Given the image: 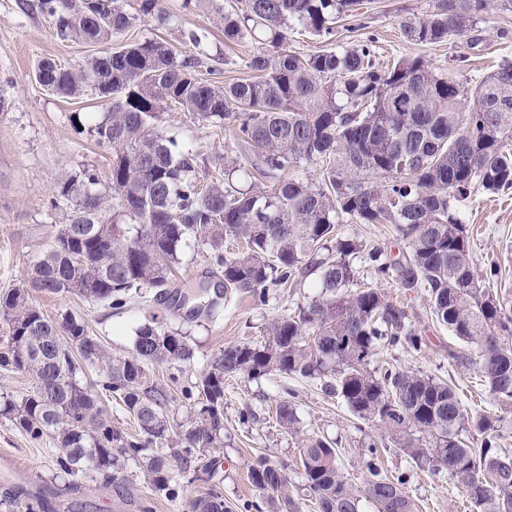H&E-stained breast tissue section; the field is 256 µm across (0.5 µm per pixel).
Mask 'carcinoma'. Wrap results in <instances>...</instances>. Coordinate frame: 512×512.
Listing matches in <instances>:
<instances>
[{
  "label": "carcinoma",
  "mask_w": 512,
  "mask_h": 512,
  "mask_svg": "<svg viewBox=\"0 0 512 512\" xmlns=\"http://www.w3.org/2000/svg\"><path fill=\"white\" fill-rule=\"evenodd\" d=\"M208 3L224 24V43L251 39L272 49L244 62L249 78L227 82L200 53H182L160 39L129 42L138 23L169 26L163 0H38L57 38L105 44L108 49L77 66L42 58L36 80L65 98L109 91L101 117L74 113L89 125L97 145L112 151L108 179L116 203L99 194L93 169L60 183L58 201L74 210L51 244L30 263L21 285L0 293V317L11 334L0 346V369L29 373L32 390L19 401L0 402V416L31 439L57 444L54 478L36 492L23 487L4 503L24 512H55L56 479L79 486L99 477L103 485L130 482L125 462L144 460L152 492L179 496L173 461L190 462L224 443V376L251 378L277 371L325 379L324 392L339 399L379 435L365 445L363 482L341 472L337 449L308 437L300 449L304 484L299 490L318 512H419L407 492L409 472L387 473L375 462L391 442L420 470L448 472L463 489L470 512H512V453L495 446L492 418L473 416L457 388L423 373L388 367L370 370L373 356L401 349L421 354L428 339L401 305L378 284L427 293L436 322L460 343L476 348L481 385L512 411V313L479 283L469 228L457 203L471 189H512V63L500 65L471 88L430 67L421 57L377 61L375 40L337 39L338 23L365 27L362 0H183L191 11ZM488 0H438L429 13L406 20L403 37L434 45L477 35ZM320 43L299 54L288 49L295 27ZM192 114L224 127L246 157L224 158L207 184L197 177L198 154L160 129L163 109ZM322 164L321 184L299 175L304 162ZM350 224H390L408 244L404 260L379 245L367 246L338 229ZM189 237L207 249L212 272L224 277V295L248 294L266 304L270 289L311 275L320 292L306 305L273 318L264 341L231 345L182 397L196 420L177 435L173 454L153 451L171 438L169 393L152 379L149 365L193 358L187 337L152 317L134 332L131 355L114 358L90 334L85 319L66 313L49 319L31 293L73 294L110 309L124 308L134 290H153L165 303L171 275ZM244 242L239 250L228 239ZM373 283L360 281V269ZM99 369L96 386L122 402L141 437L112 427L107 408L79 374ZM280 427L295 429L290 399L275 413ZM482 436L480 447L472 446ZM217 461L201 466L211 486L192 512H228L214 480ZM288 467L263 458L249 470L262 494L246 512H288L294 505Z\"/></svg>",
  "instance_id": "carcinoma-1"
}]
</instances>
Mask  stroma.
Returning <instances> with one entry per match:
<instances>
[{
	"label": "stroma",
	"instance_id": "obj_1",
	"mask_svg": "<svg viewBox=\"0 0 512 512\" xmlns=\"http://www.w3.org/2000/svg\"><path fill=\"white\" fill-rule=\"evenodd\" d=\"M183 0H164L172 15L169 29L160 31L148 24L130 30L132 40L163 38L180 46V32L197 30L204 37L211 63L220 67L223 79L246 76L245 61L261 46L251 41L225 45L224 30L217 15L208 8L183 11ZM435 0H366L367 34L378 38L377 51L382 61L401 56L422 57L431 67L446 68L450 57L461 58L455 73L463 85L481 81L498 65L512 62V9H493L481 14L478 27L483 38L478 46L466 39L428 46L404 41L402 21L419 17L433 8ZM37 0H0V90L8 106L0 110V292L19 285L30 262L44 250L59 226L68 223L71 206L53 205L56 186L70 175L85 169L96 170L100 177L99 192L110 193L107 178L112 164L110 150L98 146L87 129L75 128L70 122L74 112H106V101L91 95L66 99L50 94L35 78L38 61L45 56L77 65L97 53L94 44L59 41L36 6ZM163 130L199 153L198 174L208 178L218 156L231 154L234 142L231 131L210 126L192 115L176 109L164 113ZM460 215L469 224L475 272L497 266L498 279L490 282L512 311V190L498 194L477 191L460 204ZM204 248L188 240L183 248V262L173 284L182 296L194 304H207L213 296L201 279L208 264ZM391 300L403 306L415 326L428 336L426 350L411 356L392 350L375 356L372 368L390 363L399 368L432 374L455 385L470 413L495 417V434L499 447L512 451V415H501L492 405L478 381V364L458 366L449 359L448 350L457 341L447 329L436 323L430 313L425 292L409 291L397 282L384 284ZM315 277H308L292 288L271 289L266 305L252 297L238 294L228 297L223 313L215 319L199 315L188 320L182 308L166 307L153 293L132 295L120 310L85 302L76 296L35 294L34 303L46 317L57 320L72 312L84 316L91 333L98 336L112 356H129L133 349L134 330L146 316L157 313L170 330L188 333L195 356L181 364L154 363L149 367L157 385L170 394L167 415L173 432H180L196 418L193 405L185 401L182 387L196 382L225 346L241 342H259L263 330L275 317L291 313L296 305L316 296ZM292 391L298 407L296 432H288L275 421L276 406L285 391ZM251 409L248 421H241L243 409ZM375 427L353 416L335 398L326 397L322 382L287 376L278 372L249 378L236 375L224 380V445L200 453V461L218 459L217 478L224 491L230 512H241L243 504L259 500L248 470L264 456L287 462L290 485H300L298 466L302 437L321 436L336 442L339 463L352 481H361L364 467L363 449ZM10 455L17 468L0 472V495L12 483L23 482L37 488L55 471L56 449L52 440L34 442L8 420L0 417V454ZM129 475L135 485L134 496L119 493L112 486L95 479H83L78 492L62 491L57 512H189L192 500L203 495L208 485L194 472L180 478V496L169 501L152 496L143 470L132 464ZM407 489L421 505L422 512H460L465 497L447 473L413 471Z\"/></svg>",
	"mask_w": 512,
	"mask_h": 512
}]
</instances>
